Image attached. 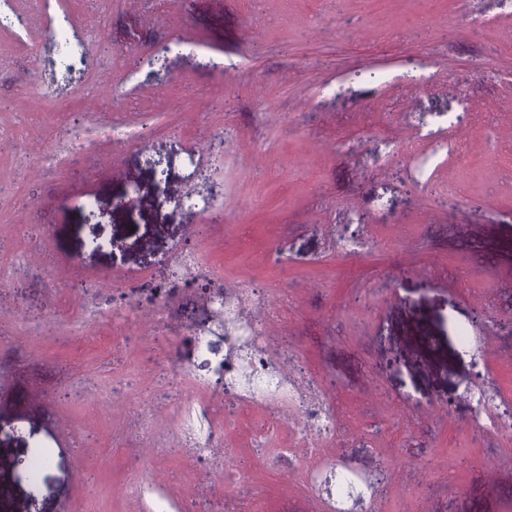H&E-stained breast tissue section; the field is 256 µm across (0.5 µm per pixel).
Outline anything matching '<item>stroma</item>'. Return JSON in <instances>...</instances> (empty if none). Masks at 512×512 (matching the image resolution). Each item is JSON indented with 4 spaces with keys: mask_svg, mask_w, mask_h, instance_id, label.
I'll use <instances>...</instances> for the list:
<instances>
[{
    "mask_svg": "<svg viewBox=\"0 0 512 512\" xmlns=\"http://www.w3.org/2000/svg\"><path fill=\"white\" fill-rule=\"evenodd\" d=\"M0 16V512H242L230 472L255 512H330L309 477L347 457L377 512H512V426L469 407L512 405V0ZM62 20L74 67L54 74ZM243 281L260 305L242 319L283 310L265 356L316 384L333 431L236 406L223 339L196 346L213 293ZM189 403L217 447H194Z\"/></svg>",
    "mask_w": 512,
    "mask_h": 512,
    "instance_id": "stroma-1",
    "label": "stroma"
}]
</instances>
